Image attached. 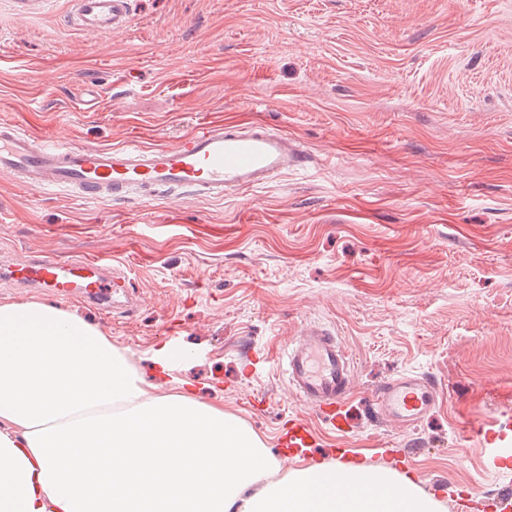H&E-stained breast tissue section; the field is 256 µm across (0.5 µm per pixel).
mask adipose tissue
<instances>
[{
  "label": "adipose tissue",
  "instance_id": "1",
  "mask_svg": "<svg viewBox=\"0 0 512 512\" xmlns=\"http://www.w3.org/2000/svg\"><path fill=\"white\" fill-rule=\"evenodd\" d=\"M152 361L158 394L98 326L37 300L0 303V512H442L369 459L282 470L223 405Z\"/></svg>",
  "mask_w": 512,
  "mask_h": 512
}]
</instances>
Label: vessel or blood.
Returning <instances> with one entry per match:
<instances>
[{"label": "vessel or blood", "mask_w": 512, "mask_h": 512, "mask_svg": "<svg viewBox=\"0 0 512 512\" xmlns=\"http://www.w3.org/2000/svg\"><path fill=\"white\" fill-rule=\"evenodd\" d=\"M73 17L89 30L109 32L129 24L130 0H72ZM309 153L300 141L269 124L253 120L202 124L173 145L145 146L131 141L103 147L59 138L37 140L15 124L0 122V174L42 189L63 188L85 200L125 201L160 193L189 192L221 197L263 186L291 169L306 167ZM105 258L61 261L45 255L9 265L5 277L28 288H43L64 298L101 304L124 278H108ZM283 370L292 391L326 423L348 433L346 409L353 365L334 331L309 324L290 343ZM440 389L429 379L402 373L385 381L373 395L378 413L394 425H417L436 407ZM477 436L486 448L484 467L497 471L512 458V425H482ZM291 448L319 445L314 427L293 418L285 435Z\"/></svg>", "instance_id": "vessel-or-blood-1"}]
</instances>
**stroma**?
Here are the masks:
<instances>
[{
	"label": "stroma",
	"instance_id": "35a3bbf8",
	"mask_svg": "<svg viewBox=\"0 0 512 512\" xmlns=\"http://www.w3.org/2000/svg\"><path fill=\"white\" fill-rule=\"evenodd\" d=\"M260 119L312 161L205 198L86 201L0 177V266L122 262L111 307L65 309L153 350L271 448L301 416L279 359L313 322L353 361L346 453L412 473L444 512L512 488L473 427L512 422V0H134L128 28L76 26L70 0H0V120L36 139L171 145L209 120ZM400 373L443 399L402 430L371 409ZM414 449L411 458L400 456Z\"/></svg>",
	"mask_w": 512,
	"mask_h": 512
}]
</instances>
